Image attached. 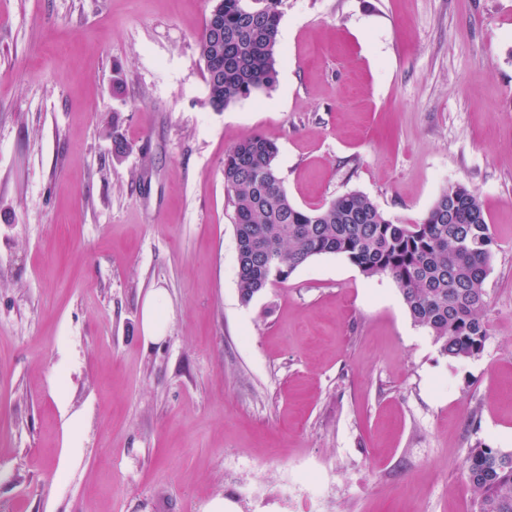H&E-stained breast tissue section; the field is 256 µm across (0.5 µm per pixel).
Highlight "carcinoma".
I'll return each instance as SVG.
<instances>
[{"label":"carcinoma","mask_w":512,"mask_h":512,"mask_svg":"<svg viewBox=\"0 0 512 512\" xmlns=\"http://www.w3.org/2000/svg\"><path fill=\"white\" fill-rule=\"evenodd\" d=\"M281 0H222L200 40L207 101L215 111L272 89ZM278 148L253 134L224 157V186L235 213L238 290L247 303L314 256L342 255L363 275H388L415 325L441 355L479 356L487 341L485 281L495 240L475 191L445 187L415 224L384 214L348 192L315 208L296 206L275 165ZM474 512H512V452L478 443L464 461Z\"/></svg>","instance_id":"carcinoma-1"}]
</instances>
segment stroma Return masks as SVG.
Returning <instances> with one entry per match:
<instances>
[{
  "label": "stroma",
  "mask_w": 512,
  "mask_h": 512,
  "mask_svg": "<svg viewBox=\"0 0 512 512\" xmlns=\"http://www.w3.org/2000/svg\"><path fill=\"white\" fill-rule=\"evenodd\" d=\"M210 7L0 0V512H473L469 448L512 451V0H282L276 85L221 112ZM251 134L304 209L411 224L474 190L481 356L341 255L243 303L224 155ZM161 291L150 292L142 306V330L144 336L151 341H158L162 336V298Z\"/></svg>",
  "instance_id": "1"
}]
</instances>
